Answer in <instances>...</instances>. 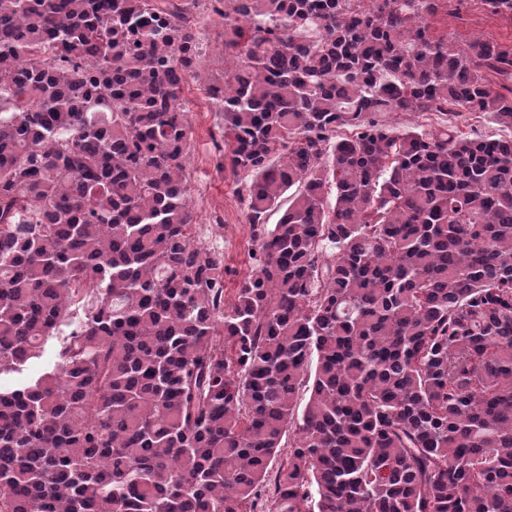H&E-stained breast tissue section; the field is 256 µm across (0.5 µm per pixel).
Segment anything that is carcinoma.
I'll return each mask as SVG.
<instances>
[{"label": "carcinoma", "instance_id": "1", "mask_svg": "<svg viewBox=\"0 0 512 512\" xmlns=\"http://www.w3.org/2000/svg\"><path fill=\"white\" fill-rule=\"evenodd\" d=\"M444 7L224 0L228 302L189 206L197 22L0 0V377L77 324L0 386V512H512V138L460 125L512 129V44L432 36Z\"/></svg>", "mask_w": 512, "mask_h": 512}]
</instances>
